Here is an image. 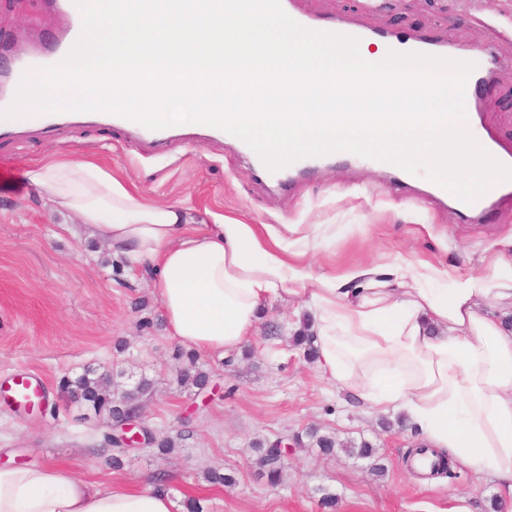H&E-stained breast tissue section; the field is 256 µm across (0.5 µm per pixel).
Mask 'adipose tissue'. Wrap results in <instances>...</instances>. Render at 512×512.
I'll list each match as a JSON object with an SVG mask.
<instances>
[{
	"label": "adipose tissue",
	"instance_id": "1",
	"mask_svg": "<svg viewBox=\"0 0 512 512\" xmlns=\"http://www.w3.org/2000/svg\"><path fill=\"white\" fill-rule=\"evenodd\" d=\"M26 177L50 210L77 217L115 257L146 270L170 335L224 355L255 335L274 301L311 321L322 376L382 411H401L426 456L492 472L512 497V251L459 278L398 258L313 276L268 224L149 201L93 161L54 156ZM496 315L481 312L486 298ZM164 485L89 484L47 465L0 467V512H174Z\"/></svg>",
	"mask_w": 512,
	"mask_h": 512
}]
</instances>
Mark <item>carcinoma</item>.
<instances>
[{
    "instance_id": "1",
    "label": "carcinoma",
    "mask_w": 512,
    "mask_h": 512,
    "mask_svg": "<svg viewBox=\"0 0 512 512\" xmlns=\"http://www.w3.org/2000/svg\"><path fill=\"white\" fill-rule=\"evenodd\" d=\"M175 360L182 363L177 376L180 385L201 388L206 384L208 375L197 366L195 353L179 350ZM113 378L114 375L109 372L99 373L88 370L73 381L63 382V386L73 399L83 402L95 414L117 417L139 404L140 397L150 389L151 381L143 377L131 391L110 393L107 387L110 386ZM306 436L325 455L333 454L338 446L349 455L358 458H372L375 454L371 443L366 440L358 443L352 440L340 443L336 437L321 434L316 429L308 430ZM258 465L270 484L277 485L281 482L284 464L274 446H269L261 455Z\"/></svg>"
}]
</instances>
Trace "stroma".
Wrapping results in <instances>:
<instances>
[{"mask_svg":"<svg viewBox=\"0 0 512 512\" xmlns=\"http://www.w3.org/2000/svg\"><path fill=\"white\" fill-rule=\"evenodd\" d=\"M299 11L334 22L348 17L372 29L425 33L448 44L492 45L496 65L481 93L483 124L512 144V0H297ZM65 21L49 0H0V69L32 46L51 44ZM93 157L113 175L159 203L186 202L198 212L249 224L287 226L289 241L310 225L328 241L306 257L313 273L341 275L388 257L427 259L455 276H482L490 259L512 247V206L465 222L433 199L417 196L424 177L393 181L349 152L284 186L255 167L224 136L182 137L157 155L124 127L84 126L0 140V448L17 464L62 465L80 478L118 488L164 479L187 512H487L497 479L451 462L449 473L417 475L408 461L421 435L399 414L381 413L324 379L293 348L299 315L274 303L256 336L222 357L203 353L209 376L199 390L177 382V342L169 335L148 277L88 239L75 217L51 212L32 194L26 172L47 155ZM149 317L151 329L139 326ZM121 373L123 388L139 377L152 386L141 398L142 422L156 438H179L175 451L129 450L122 468L102 449L110 420L65 397L62 379L86 368ZM36 379L44 398L18 407L7 391L18 374ZM338 440H368L374 459L344 450L324 455L309 443L292 446L309 428ZM288 444L282 480L258 474L256 442ZM219 469L235 483L205 478ZM336 499L334 507L324 497Z\"/></svg>","mask_w":512,"mask_h":512,"instance_id":"1","label":"stroma"}]
</instances>
